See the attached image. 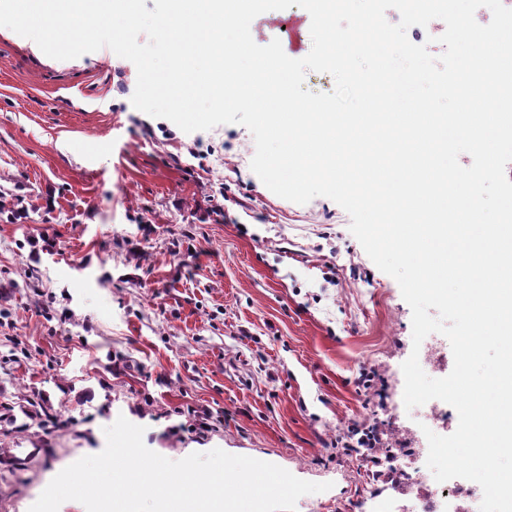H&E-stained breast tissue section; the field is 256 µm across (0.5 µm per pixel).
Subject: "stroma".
Listing matches in <instances>:
<instances>
[{
	"instance_id": "stroma-1",
	"label": "stroma",
	"mask_w": 512,
	"mask_h": 512,
	"mask_svg": "<svg viewBox=\"0 0 512 512\" xmlns=\"http://www.w3.org/2000/svg\"><path fill=\"white\" fill-rule=\"evenodd\" d=\"M306 15L263 13L252 38L287 43ZM136 79L109 48L59 61L0 27V200L21 210L0 217V512H29L120 416L164 457L267 461L329 483L296 512H349L371 486L336 439L406 425L411 308L341 206L271 192L242 125L191 155L134 108Z\"/></svg>"
}]
</instances>
